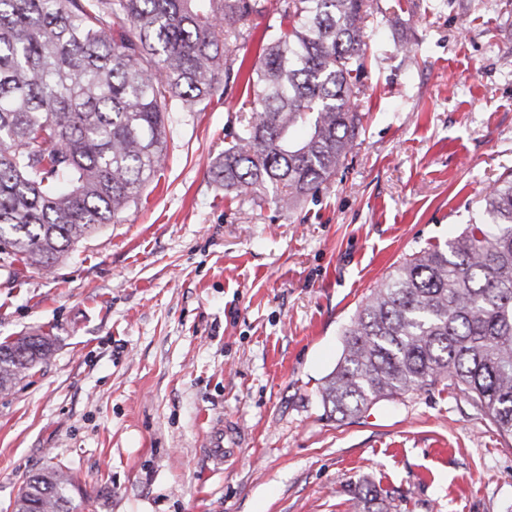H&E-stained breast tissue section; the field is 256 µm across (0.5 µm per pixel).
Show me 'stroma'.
Listing matches in <instances>:
<instances>
[{"label":"stroma","mask_w":512,"mask_h":512,"mask_svg":"<svg viewBox=\"0 0 512 512\" xmlns=\"http://www.w3.org/2000/svg\"><path fill=\"white\" fill-rule=\"evenodd\" d=\"M365 38L362 129L316 199L225 203V82L119 223L48 272L0 259V341L56 337L0 393V512L50 465L82 512H350L368 481L394 512H512V439L448 382L341 421L319 395L371 290L512 170V0H373Z\"/></svg>","instance_id":"1"}]
</instances>
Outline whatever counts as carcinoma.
<instances>
[{
	"mask_svg": "<svg viewBox=\"0 0 512 512\" xmlns=\"http://www.w3.org/2000/svg\"><path fill=\"white\" fill-rule=\"evenodd\" d=\"M372 0H280L249 107L213 167L224 200L272 191L285 211L317 196L353 149ZM265 0H0V254L47 270L120 222L166 157L175 112L210 103ZM321 401L344 419L447 378L512 437V173L479 222L409 255L361 304ZM49 333L0 342V393L53 354ZM14 512H77L60 466L26 480ZM353 512H392L355 487Z\"/></svg>",
	"mask_w": 512,
	"mask_h": 512,
	"instance_id": "carcinoma-1",
	"label": "carcinoma"
}]
</instances>
